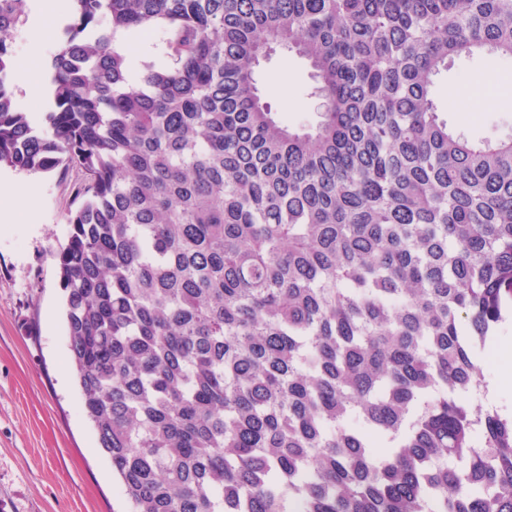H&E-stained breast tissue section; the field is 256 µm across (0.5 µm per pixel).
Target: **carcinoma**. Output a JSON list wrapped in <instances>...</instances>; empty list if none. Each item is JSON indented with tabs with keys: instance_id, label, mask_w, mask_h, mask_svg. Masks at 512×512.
I'll list each match as a JSON object with an SVG mask.
<instances>
[{
	"instance_id": "obj_1",
	"label": "carcinoma",
	"mask_w": 512,
	"mask_h": 512,
	"mask_svg": "<svg viewBox=\"0 0 512 512\" xmlns=\"http://www.w3.org/2000/svg\"><path fill=\"white\" fill-rule=\"evenodd\" d=\"M0 167L76 168L58 253L84 412L131 512H512V419L475 362L512 301V138L438 77L512 61V0H71ZM162 34L133 63L120 34ZM314 126L259 94L274 47ZM309 63L295 52L277 49L263 61L257 73V85L273 111L282 112L288 123L298 125L315 121L314 100L307 95L314 85Z\"/></svg>"
}]
</instances>
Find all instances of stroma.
<instances>
[{
  "instance_id": "obj_1",
  "label": "stroma",
  "mask_w": 512,
  "mask_h": 512,
  "mask_svg": "<svg viewBox=\"0 0 512 512\" xmlns=\"http://www.w3.org/2000/svg\"><path fill=\"white\" fill-rule=\"evenodd\" d=\"M309 63L276 50L257 85L289 123L314 122ZM450 125L469 137L512 136V63L484 56L439 79ZM31 181V216L0 223V512H129L86 417L70 362L65 292L57 264L77 170L28 175L0 168V180Z\"/></svg>"
}]
</instances>
